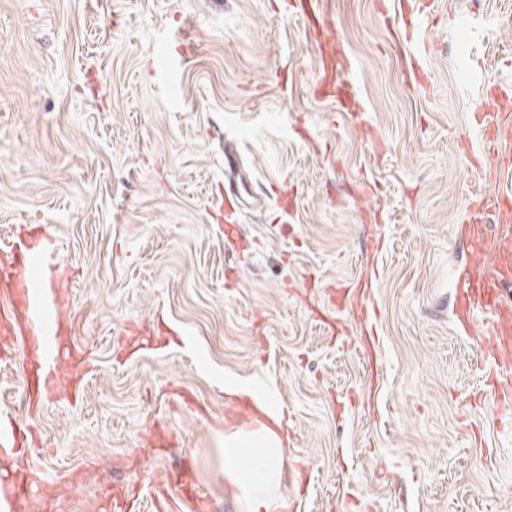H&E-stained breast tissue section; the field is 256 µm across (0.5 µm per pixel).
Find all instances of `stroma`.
Instances as JSON below:
<instances>
[{
  "mask_svg": "<svg viewBox=\"0 0 512 512\" xmlns=\"http://www.w3.org/2000/svg\"><path fill=\"white\" fill-rule=\"evenodd\" d=\"M400 3L318 0L345 112L313 94L290 0H0V249L51 226L90 369L82 400L28 418L27 466L82 474L49 512H99L102 484L129 496L112 512H156L173 468L202 512H243L221 475L229 381L282 415L296 512H512V419L472 364L486 324L454 315L470 204L512 190L464 147L512 78V0H429L424 84L405 75ZM228 145L247 188L231 238ZM369 276L366 349L328 298Z\"/></svg>",
  "mask_w": 512,
  "mask_h": 512,
  "instance_id": "stroma-1",
  "label": "stroma"
}]
</instances>
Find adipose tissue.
<instances>
[{"label":"adipose tissue","instance_id":"adipose-tissue-1","mask_svg":"<svg viewBox=\"0 0 512 512\" xmlns=\"http://www.w3.org/2000/svg\"><path fill=\"white\" fill-rule=\"evenodd\" d=\"M286 445L281 420L276 416L270 423L225 436L222 471L237 488L245 512H270Z\"/></svg>","mask_w":512,"mask_h":512}]
</instances>
